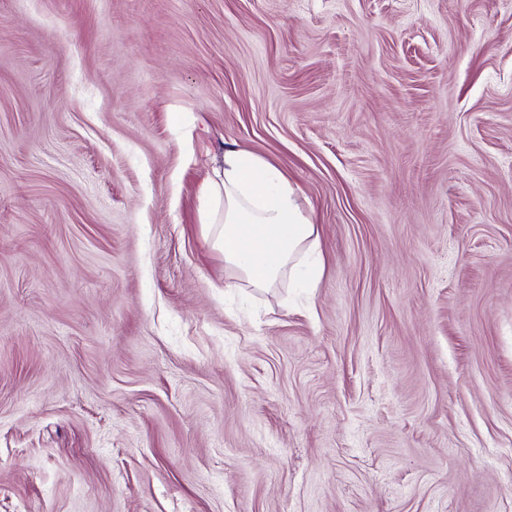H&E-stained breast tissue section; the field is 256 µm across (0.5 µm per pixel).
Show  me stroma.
I'll return each mask as SVG.
<instances>
[{"mask_svg":"<svg viewBox=\"0 0 512 512\" xmlns=\"http://www.w3.org/2000/svg\"><path fill=\"white\" fill-rule=\"evenodd\" d=\"M0 512H512V0H0ZM202 224L224 264L256 288L296 274L304 249H316L318 230L305 215L297 188L276 166L247 148L224 151V166L207 186ZM245 231L247 246L241 244Z\"/></svg>","mask_w":512,"mask_h":512,"instance_id":"1","label":"stroma"}]
</instances>
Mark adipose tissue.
Instances as JSON below:
<instances>
[{"label":"adipose tissue","mask_w":512,"mask_h":512,"mask_svg":"<svg viewBox=\"0 0 512 512\" xmlns=\"http://www.w3.org/2000/svg\"><path fill=\"white\" fill-rule=\"evenodd\" d=\"M202 222L225 265L257 288L296 273L297 256L319 241L296 187L278 167L246 148L225 151L223 167L207 186Z\"/></svg>","instance_id":"ef3b65f1"}]
</instances>
